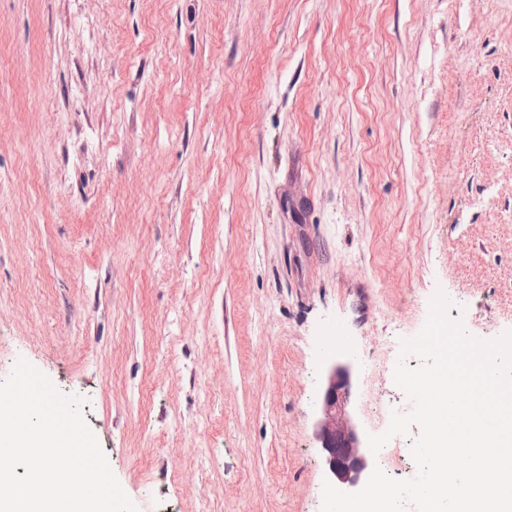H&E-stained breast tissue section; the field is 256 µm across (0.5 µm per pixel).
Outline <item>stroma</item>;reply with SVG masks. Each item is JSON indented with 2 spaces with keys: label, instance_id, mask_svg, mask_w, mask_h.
Segmentation results:
<instances>
[{
  "label": "stroma",
  "instance_id": "1",
  "mask_svg": "<svg viewBox=\"0 0 512 512\" xmlns=\"http://www.w3.org/2000/svg\"><path fill=\"white\" fill-rule=\"evenodd\" d=\"M0 379L25 359L138 512H321L444 292L512 331V0H0ZM353 361L348 356L328 366L315 423L316 438L327 453L329 469L344 492L356 490L372 473L369 449L352 412Z\"/></svg>",
  "mask_w": 512,
  "mask_h": 512
}]
</instances>
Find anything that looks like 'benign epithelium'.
I'll list each match as a JSON object with an SVG mask.
<instances>
[{
  "label": "benign epithelium",
  "mask_w": 512,
  "mask_h": 512,
  "mask_svg": "<svg viewBox=\"0 0 512 512\" xmlns=\"http://www.w3.org/2000/svg\"><path fill=\"white\" fill-rule=\"evenodd\" d=\"M353 358L328 366L315 423L316 438L327 453L331 473L344 492H352L371 475L369 449L352 412Z\"/></svg>",
  "instance_id": "obj_1"
}]
</instances>
